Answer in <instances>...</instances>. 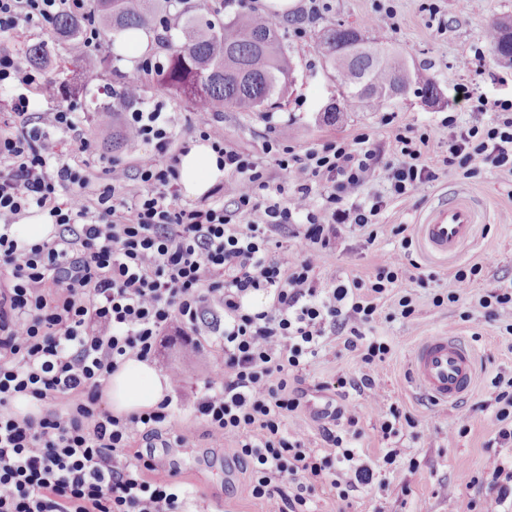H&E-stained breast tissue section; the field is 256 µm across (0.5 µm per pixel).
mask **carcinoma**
<instances>
[{
	"mask_svg": "<svg viewBox=\"0 0 512 512\" xmlns=\"http://www.w3.org/2000/svg\"><path fill=\"white\" fill-rule=\"evenodd\" d=\"M218 2L217 7L202 0L214 18L205 23L188 0H96L95 21L104 34L148 27L159 30L169 26L173 15L181 40L169 44L164 62L134 76H119L117 85L107 89L110 101L99 104L95 112L105 116L143 99L149 79L198 112H222L226 107L253 112L282 98L292 72L285 33L274 22L249 13L226 19V0ZM84 24L79 15H63L54 22L51 37L81 62L84 71L101 74L111 68L109 59L77 52ZM486 28L491 53L512 64V15L491 19ZM316 47L336 83L344 88L341 99L330 108L332 113L363 112L384 90L434 91L432 81L410 66L401 48L371 40L356 27L327 24L318 32ZM46 60V43L27 47V63L43 65Z\"/></svg>",
	"mask_w": 512,
	"mask_h": 512,
	"instance_id": "carcinoma-1",
	"label": "carcinoma"
}]
</instances>
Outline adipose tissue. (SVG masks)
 Listing matches in <instances>:
<instances>
[{
	"label": "adipose tissue",
	"mask_w": 512,
	"mask_h": 512,
	"mask_svg": "<svg viewBox=\"0 0 512 512\" xmlns=\"http://www.w3.org/2000/svg\"><path fill=\"white\" fill-rule=\"evenodd\" d=\"M223 176L209 144L194 145L181 160V184L186 196L206 194ZM169 389L166 375L149 362L132 358L113 373L104 398L115 415L125 416L156 408Z\"/></svg>",
	"instance_id": "adipose-tissue-1"
}]
</instances>
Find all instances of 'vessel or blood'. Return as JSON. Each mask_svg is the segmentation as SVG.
Wrapping results in <instances>:
<instances>
[{
	"label": "vessel or blood",
	"instance_id": "1",
	"mask_svg": "<svg viewBox=\"0 0 512 512\" xmlns=\"http://www.w3.org/2000/svg\"><path fill=\"white\" fill-rule=\"evenodd\" d=\"M479 214L470 199L460 196L434 207L418 226L423 248L440 259L456 255L476 236ZM411 377L430 402L448 407L468 395L477 380L474 349L449 336L422 339L410 360Z\"/></svg>",
	"mask_w": 512,
	"mask_h": 512
}]
</instances>
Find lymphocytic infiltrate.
I'll use <instances>...</instances> for the list:
<instances>
[{"mask_svg":"<svg viewBox=\"0 0 512 512\" xmlns=\"http://www.w3.org/2000/svg\"><path fill=\"white\" fill-rule=\"evenodd\" d=\"M86 2L0 0V101L8 105L0 113V512H184L187 489L145 479L153 464L133 447L191 448L195 430L171 412L170 400L119 417L102 398L125 360L156 359L168 330L200 334L206 310L214 317L204 342L223 354L195 401L206 435L234 444L267 512H313L320 489L348 500L374 476L373 466L354 462L351 445L362 431L349 395L366 401L383 437L416 424L383 407L372 371L391 347L370 333L409 254L389 252L367 289L317 268L345 231L377 224L387 198L419 194L435 180L422 161L427 137L397 129L382 143L362 133L300 153L270 140L264 153L299 175L272 188L263 162L226 142L219 113L200 112L192 131L231 178L233 207L225 209L220 183L211 200L184 205L180 160L189 146L161 107L125 116L135 168L117 161L103 168L85 115L71 107L34 111L14 91L34 83L49 99L55 86L20 68L10 40L28 26L85 14ZM469 110L477 122L462 125L453 114L441 121L448 164L512 173V100L473 97ZM147 145L154 153H144ZM133 175L143 192H128ZM371 182L386 194L359 199ZM33 208L56 231L25 246L10 229ZM286 232L303 247L284 257L274 247ZM259 291L271 302L250 310L245 301ZM332 336L362 371L334 383L342 403L329 411L316 448L285 422L302 411L303 372ZM492 385L493 441L512 445V377L496 375ZM20 394L35 399L38 413L18 414ZM485 468L487 491L471 512H500L512 500V470L494 456Z\"/></svg>","mask_w":512,"mask_h":512,"instance_id":"obj_1","label":"lymphocytic infiltrate"}]
</instances>
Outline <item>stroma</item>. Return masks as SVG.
I'll list each match as a JSON object with an SVG mask.
<instances>
[{"label":"stroma","mask_w":512,"mask_h":512,"mask_svg":"<svg viewBox=\"0 0 512 512\" xmlns=\"http://www.w3.org/2000/svg\"><path fill=\"white\" fill-rule=\"evenodd\" d=\"M306 0H294L288 14L256 4L257 16L276 22L288 33L293 74L292 85L278 103L258 112L225 109L220 126L225 140L240 150L261 155L267 140L277 138L295 151L362 132L386 141L398 128L417 136L429 134L424 161L436 172L424 192L388 200L377 224L376 239L349 234L343 247L325 252L320 271L340 278L355 277L371 284L386 253L399 248L393 229L403 224L408 236L438 203L456 193L468 194L487 222L480 225L477 241L459 256L441 261L430 258L420 243L413 242L409 257L418 267L417 279L402 278L398 288L380 303L374 335L387 340L391 352L375 378L385 404L398 406L418 420L415 428L403 427L399 435L383 438L379 422L365 401H358L359 426L363 436L356 443L355 461L381 460L392 448L400 455L394 464L378 468L371 484L350 494L348 512H470L472 500L485 492L478 479L492 450L490 425L496 373L512 374V335L501 321L478 304L480 296L499 282L512 280V174L465 168L444 162L448 138L440 128L448 113H457L460 123L472 122L468 103L459 99L457 88L466 85L472 96L512 100V65L486 55L480 73L462 69L459 61L478 44L489 16L512 14V0H487L483 13L470 11L469 0H324L320 20L305 19ZM391 10L399 26L391 31L378 18ZM366 26L370 36L393 42L414 65L425 70L440 95L428 99L415 93L376 101L364 112H340L328 117L325 109L338 100L342 89L327 71L316 48V35L327 23ZM481 265L466 295L456 303L435 306L449 278L460 269ZM407 295L416 312L411 320L399 315L397 301ZM454 329L479 354L474 390L451 407L440 408L427 401L411 384L409 362L415 345L425 337ZM209 347H195L186 337L167 336L155 362L157 369L173 366L182 375L180 386L171 387V409L187 425L199 426L194 410L195 393L203 380L221 362ZM360 364L338 343H330L310 367L307 384L333 382L357 375ZM155 468L150 480L176 478L192 493L194 512H266L264 500L251 494L248 474L234 456L231 443L216 445L199 436L192 448L152 449Z\"/></svg>","instance_id":"1"}]
</instances>
